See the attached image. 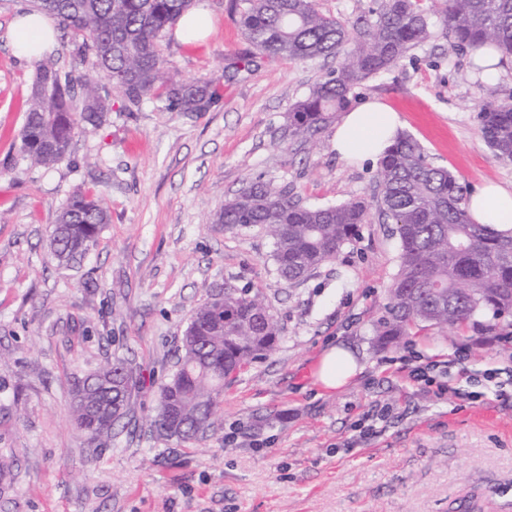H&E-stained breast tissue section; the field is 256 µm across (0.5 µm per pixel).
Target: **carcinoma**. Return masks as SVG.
Listing matches in <instances>:
<instances>
[{
  "label": "carcinoma",
  "mask_w": 512,
  "mask_h": 512,
  "mask_svg": "<svg viewBox=\"0 0 512 512\" xmlns=\"http://www.w3.org/2000/svg\"><path fill=\"white\" fill-rule=\"evenodd\" d=\"M193 0H32L70 37L76 54L90 58L120 90L127 110L163 97L175 112H205L217 91L211 81L185 83L165 65L157 46L190 11ZM239 24L251 51L233 58L225 73L250 71L259 58L317 59L349 47L344 62L288 112V138L308 140L346 111L354 89L395 66L414 47L439 36L454 49H496L512 57V0H371L355 22L325 16L316 0H242ZM111 104L103 87L60 71L50 59L35 65L19 150L30 163L53 168L67 161L78 130L101 126ZM481 131L494 156L512 163V101L479 105ZM380 214L400 244L398 270L373 335L391 343L418 327L453 329L486 312L512 325V231L473 223L467 186L429 160L401 133L379 162ZM109 223L105 203L82 191L61 207L51 257L59 267L79 263ZM215 223L228 230L261 227L272 239L277 275L299 282L353 243L367 223L361 202L303 206L287 190L248 182L224 202ZM281 327L257 294L230 281L224 296L209 293L192 310L181 355L158 386V403L146 417L165 441L206 437L224 380L272 351ZM136 385L128 362L106 361L75 382L70 411L75 428L95 445L130 416ZM180 402L182 430L168 420L169 401Z\"/></svg>",
  "instance_id": "carcinoma-1"
}]
</instances>
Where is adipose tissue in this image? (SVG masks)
<instances>
[{"label":"adipose tissue","instance_id":"adipose-tissue-1","mask_svg":"<svg viewBox=\"0 0 512 512\" xmlns=\"http://www.w3.org/2000/svg\"><path fill=\"white\" fill-rule=\"evenodd\" d=\"M12 47L16 55L30 62L38 61L48 49L54 28L40 13H22L12 24ZM400 117L381 102H367L348 112L337 125L333 137L336 152L346 159L378 161L394 142ZM473 223L489 224L505 231L512 229V189L488 184L473 192L467 202ZM358 364L348 350L331 346L318 362L316 377L327 390L348 383Z\"/></svg>","mask_w":512,"mask_h":512}]
</instances>
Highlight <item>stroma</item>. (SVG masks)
Instances as JSON below:
<instances>
[{
  "instance_id": "1",
  "label": "stroma",
  "mask_w": 512,
  "mask_h": 512,
  "mask_svg": "<svg viewBox=\"0 0 512 512\" xmlns=\"http://www.w3.org/2000/svg\"><path fill=\"white\" fill-rule=\"evenodd\" d=\"M200 2L212 32L187 41L171 29L158 49L179 78L210 79L217 103L184 113L148 99L130 112L111 92L102 126L47 169L19 151L35 68L13 54L10 33L30 3L0 0V512H451L470 496L483 512H512V356L502 351L512 329L480 315L453 343L434 328L375 340L399 252L378 212L379 166L337 155L331 124L307 142L284 136L291 106L341 57L262 59L225 78L227 59L250 46L231 0ZM354 94L398 112L402 132L468 189L512 188L476 108L512 100L511 61L488 83L471 53L438 38ZM255 179L306 206L364 201L368 221L336 259L284 282L264 230L214 221ZM79 189L105 199L110 221L80 264L60 268L50 234ZM228 280L261 293L282 335L225 382L207 436L167 442L141 426L88 447L68 410L74 381L126 358L138 381L131 413H152L190 311ZM333 344L360 370L326 391L314 372ZM430 361L431 383L409 378V364ZM489 368L502 393L484 380Z\"/></svg>"
}]
</instances>
